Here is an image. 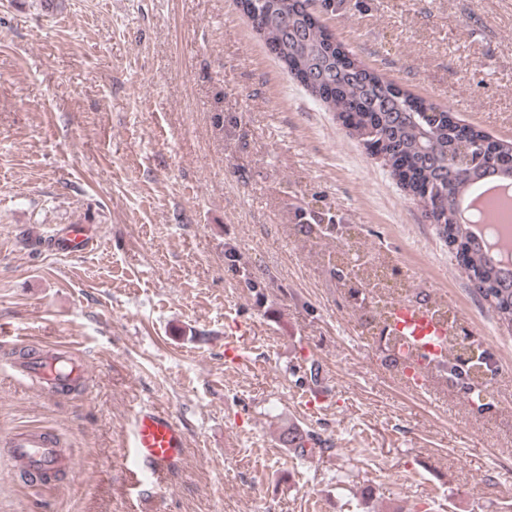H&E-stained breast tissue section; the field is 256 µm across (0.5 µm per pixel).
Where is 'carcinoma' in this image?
<instances>
[{
  "label": "carcinoma",
  "mask_w": 512,
  "mask_h": 512,
  "mask_svg": "<svg viewBox=\"0 0 512 512\" xmlns=\"http://www.w3.org/2000/svg\"><path fill=\"white\" fill-rule=\"evenodd\" d=\"M310 0H238L252 27L293 78L309 73L316 85L305 90L318 102L354 120V130L367 146H381L393 175L402 187L419 199L436 234L455 251L476 293L488 305L498 323L512 331V268L496 264L470 232L457 220L458 199L472 185L501 172L512 176V144H497V155L484 166L462 170L456 163L460 141L484 145L488 137L471 128L460 137L448 112L419 102L407 91L366 68L346 52L332 33L307 10ZM336 280L349 288L358 309L365 308L371 272L360 263L334 266ZM485 354H477L469 369L448 362L446 379L464 381L465 394L484 406ZM282 441L303 457L325 444L320 437L290 428Z\"/></svg>",
  "instance_id": "obj_1"
}]
</instances>
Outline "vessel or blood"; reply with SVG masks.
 Listing matches in <instances>:
<instances>
[{"label":"vessel or blood","mask_w":512,"mask_h":512,"mask_svg":"<svg viewBox=\"0 0 512 512\" xmlns=\"http://www.w3.org/2000/svg\"><path fill=\"white\" fill-rule=\"evenodd\" d=\"M101 236L94 224H70L52 235L47 244L56 254L77 258L97 244ZM453 323L443 319L436 307L412 301L393 303L387 309L380 333L395 344L397 351L411 364L430 371L449 354ZM16 354L5 366L29 385L41 386L47 398L87 396L88 362L75 351L56 347L26 350L24 337L11 341ZM13 460L35 481L51 480L63 472L65 452L59 434L37 427L13 432L6 440ZM186 437L177 419L153 407L139 408L133 419V431L126 461L128 473L137 489L158 488L165 475L182 458Z\"/></svg>","instance_id":"obj_1"}]
</instances>
